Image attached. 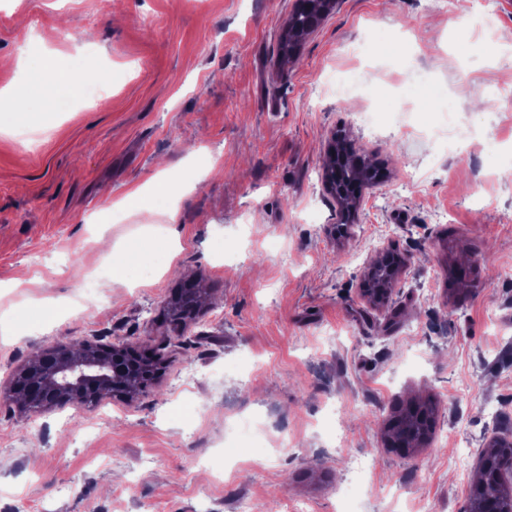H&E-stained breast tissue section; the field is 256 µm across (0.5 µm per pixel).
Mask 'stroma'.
<instances>
[{
  "mask_svg": "<svg viewBox=\"0 0 512 512\" xmlns=\"http://www.w3.org/2000/svg\"><path fill=\"white\" fill-rule=\"evenodd\" d=\"M494 3L336 0L284 64L295 0H0V90L89 52L112 76L90 103L0 99V512H337L340 488L353 512H470L482 451L512 440V177L494 165L512 100L490 95L512 82L495 37L512 0ZM424 68L433 85L378 137L323 90L366 72L381 102ZM449 108L468 142L431 140ZM341 130L386 176L337 240L322 173ZM128 241L164 256L157 276L107 270ZM384 247L407 264L374 306L360 288ZM188 279L207 297L180 328ZM84 339L158 353L163 373L131 401L20 414L18 368ZM430 397L431 439L389 448L394 409ZM283 432L291 448L253 454Z\"/></svg>",
  "mask_w": 512,
  "mask_h": 512,
  "instance_id": "obj_1",
  "label": "stroma"
}]
</instances>
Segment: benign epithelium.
<instances>
[{"mask_svg": "<svg viewBox=\"0 0 512 512\" xmlns=\"http://www.w3.org/2000/svg\"><path fill=\"white\" fill-rule=\"evenodd\" d=\"M158 354L140 356L124 343L89 340L51 345L38 350L15 377L31 376L29 389L11 386V399L25 414L37 415L66 405L94 406L116 397L133 399L162 374Z\"/></svg>", "mask_w": 512, "mask_h": 512, "instance_id": "obj_1", "label": "benign epithelium"}]
</instances>
